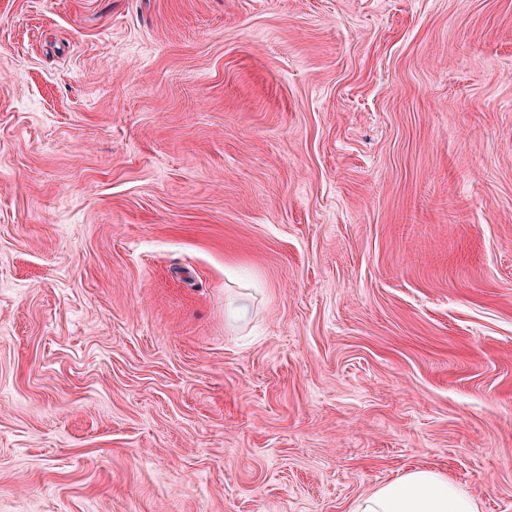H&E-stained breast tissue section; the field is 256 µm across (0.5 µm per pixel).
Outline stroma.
Instances as JSON below:
<instances>
[{"instance_id": "stroma-1", "label": "stroma", "mask_w": 512, "mask_h": 512, "mask_svg": "<svg viewBox=\"0 0 512 512\" xmlns=\"http://www.w3.org/2000/svg\"><path fill=\"white\" fill-rule=\"evenodd\" d=\"M512 512V0H0V512ZM352 512H477V507L443 474L417 469L364 496Z\"/></svg>"}]
</instances>
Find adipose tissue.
I'll return each mask as SVG.
<instances>
[{"label":"adipose tissue","mask_w":512,"mask_h":512,"mask_svg":"<svg viewBox=\"0 0 512 512\" xmlns=\"http://www.w3.org/2000/svg\"><path fill=\"white\" fill-rule=\"evenodd\" d=\"M354 512H477V507L443 474L417 469L361 498Z\"/></svg>","instance_id":"1"}]
</instances>
